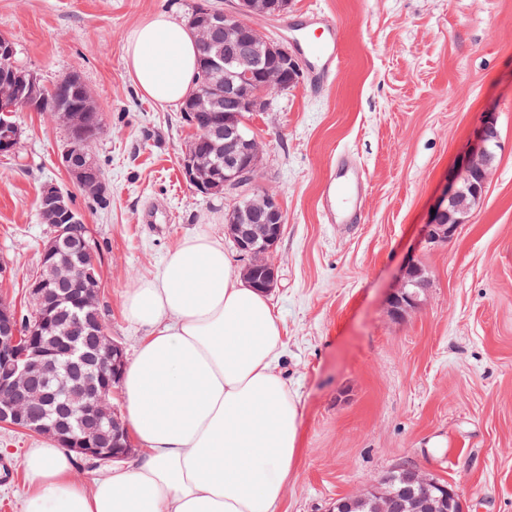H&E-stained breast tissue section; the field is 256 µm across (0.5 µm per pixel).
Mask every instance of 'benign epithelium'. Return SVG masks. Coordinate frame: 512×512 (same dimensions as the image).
I'll return each instance as SVG.
<instances>
[{"instance_id": "obj_1", "label": "benign epithelium", "mask_w": 512, "mask_h": 512, "mask_svg": "<svg viewBox=\"0 0 512 512\" xmlns=\"http://www.w3.org/2000/svg\"><path fill=\"white\" fill-rule=\"evenodd\" d=\"M284 14L283 0H273L259 7L252 0H235L229 7L208 10L202 22H192L199 41L205 44L206 68H224V94L208 86L199 87L190 98L192 115L217 112L221 99L230 101L224 114L198 129L204 141L224 138V144L213 143L215 151H224V169L204 161L201 155L186 152L182 160L187 179L202 193L222 188L239 190L241 195L231 211L228 235L246 256L254 246L263 250L264 270L254 278L251 265L243 276L248 283L271 290L277 283L272 260L280 237L283 213L278 201L265 193L248 190L253 173L260 165V144L250 130L238 125V110L264 112L273 91H286L301 77L295 54L287 46L265 38L246 36L251 27L247 18L266 11ZM38 80L32 76L3 78L0 97L22 109H28L36 97ZM56 122L70 133L69 145L59 162L70 179L85 192L101 197L106 183L91 156L95 128L85 124L82 112H60ZM20 143L18 128L0 121V154H12ZM501 149L497 115L487 112L473 134L471 143L454 167L434 205L435 214L425 225V235L432 242H445L454 237L468 215L481 201L488 178ZM44 209L59 215L57 232L43 246L44 255L53 253L60 241L71 238L82 219L73 208L69 196L56 185L46 183L40 191ZM75 266L51 262L45 273L31 288V296L43 313L67 302L68 286L79 278ZM428 280L417 267L407 269L392 298L391 314L420 305ZM13 309L0 304V425L54 440L79 456L99 461L120 460L131 449L125 443L127 431L107 395L99 394L96 381L101 374L84 371L86 347L93 345L100 353V369L108 372V381L119 384L126 362L120 345L112 341L106 330L94 336L85 335L80 323L73 324L68 335L58 337L63 347L39 341L37 336L23 338L16 325ZM68 362L62 376L57 369L59 358ZM409 487L399 492L387 480L352 499L336 500V512H463L462 504L451 485H443L410 464L397 467Z\"/></svg>"}]
</instances>
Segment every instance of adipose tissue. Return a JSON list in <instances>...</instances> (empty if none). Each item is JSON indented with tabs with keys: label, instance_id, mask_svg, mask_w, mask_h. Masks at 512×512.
Returning a JSON list of instances; mask_svg holds the SVG:
<instances>
[{
	"label": "adipose tissue",
	"instance_id": "1",
	"mask_svg": "<svg viewBox=\"0 0 512 512\" xmlns=\"http://www.w3.org/2000/svg\"><path fill=\"white\" fill-rule=\"evenodd\" d=\"M197 50L184 22L160 12L130 31L126 68L144 97L176 103L193 89ZM124 311L145 331L120 382L143 453L88 486L54 441L28 449L23 512H277L301 412L278 371L270 298L200 224L128 288Z\"/></svg>",
	"mask_w": 512,
	"mask_h": 512
}]
</instances>
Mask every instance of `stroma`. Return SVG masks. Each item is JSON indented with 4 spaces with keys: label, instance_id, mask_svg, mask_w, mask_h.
I'll use <instances>...</instances> for the list:
<instances>
[{
    "label": "stroma",
    "instance_id": "1",
    "mask_svg": "<svg viewBox=\"0 0 512 512\" xmlns=\"http://www.w3.org/2000/svg\"><path fill=\"white\" fill-rule=\"evenodd\" d=\"M193 0H0V35L46 87L78 70L104 131L93 144L107 192L74 186L59 163L67 130L46 113L13 115L16 153L0 154V260L13 270L0 300L31 304L41 271L38 193L57 184L92 229L101 255L106 330L133 359L142 329L123 295L197 225L224 238L235 193L205 196L185 181L192 133L178 104L135 87L128 33L154 13L186 19ZM341 33L342 62L324 94L308 76L246 122L261 145L257 184L284 214L269 296L284 342L279 369L299 402V449L279 512H330L337 499L404 463L449 482L464 512H512V0H289L254 17L295 48V23L316 13ZM502 148L483 200L451 240L423 226L482 115ZM362 172L360 205H335L328 184L344 158ZM428 279L401 319L388 299L409 264ZM40 436L0 425V512H22V460Z\"/></svg>",
    "mask_w": 512,
    "mask_h": 512
}]
</instances>
